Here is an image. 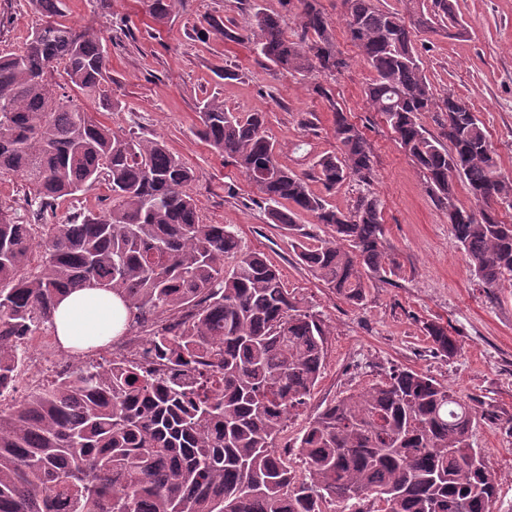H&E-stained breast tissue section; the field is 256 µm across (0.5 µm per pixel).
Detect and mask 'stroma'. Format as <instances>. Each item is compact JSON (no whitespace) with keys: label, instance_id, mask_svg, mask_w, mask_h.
Instances as JSON below:
<instances>
[{"label":"stroma","instance_id":"35a3bbf8","mask_svg":"<svg viewBox=\"0 0 512 512\" xmlns=\"http://www.w3.org/2000/svg\"><path fill=\"white\" fill-rule=\"evenodd\" d=\"M344 69L288 73L249 45L224 41L210 22L247 28L257 10L277 14L290 37L301 32L299 0H178L155 22L145 0H112V16L95 18L87 0H67L71 23L97 28L109 48L113 128L162 140L194 172L190 185L204 223L236 225L246 249L263 252L302 309L326 325L327 354L308 403L276 441L296 472L304 465L293 442L331 400L411 368L447 384L477 411L471 441L484 449L499 483L496 512H512V287L482 286L453 237L448 217L426 189L423 173L365 96L373 73L351 43L343 0H319ZM405 19L432 16L416 34L421 67L437 96L455 93L475 113L512 178V0H379ZM37 20L28 0H0V54L21 46ZM322 85L326 96L315 93ZM215 96L233 112H261L278 160L310 176L312 189L340 210L363 194L382 203L385 238L397 262L394 275L370 280L354 306L300 265L292 240L271 223L257 187L195 133L203 99ZM341 107L374 151L370 181L351 177L333 189L313 180V163L337 149L333 107ZM447 328L459 344L445 357L426 336L427 324Z\"/></svg>","mask_w":512,"mask_h":512}]
</instances>
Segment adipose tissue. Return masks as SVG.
Returning <instances> with one entry per match:
<instances>
[{
    "instance_id": "adipose-tissue-1",
    "label": "adipose tissue",
    "mask_w": 512,
    "mask_h": 512,
    "mask_svg": "<svg viewBox=\"0 0 512 512\" xmlns=\"http://www.w3.org/2000/svg\"><path fill=\"white\" fill-rule=\"evenodd\" d=\"M128 311L112 292L86 286L64 294L54 311V334L62 348L83 349L109 342L122 331Z\"/></svg>"
}]
</instances>
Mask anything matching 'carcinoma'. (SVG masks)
<instances>
[{"label":"carcinoma","mask_w":512,"mask_h":512,"mask_svg":"<svg viewBox=\"0 0 512 512\" xmlns=\"http://www.w3.org/2000/svg\"><path fill=\"white\" fill-rule=\"evenodd\" d=\"M179 0H149L157 22ZM301 37L260 10L248 42L295 72L347 66L317 0H300ZM348 4L350 40L374 73L366 96L448 210L450 229L488 288L512 282V180L487 135L457 96L439 99L420 66L412 30L373 0ZM37 22L22 46L0 55V175L28 187L32 220L0 200V512H495L497 474L471 442L474 408L409 368L331 400L294 447L297 477L274 441L306 404L324 367L323 321L302 310L265 255L245 251L232 224H205L188 192L194 173L156 138L110 127L109 53L92 27L66 19L65 0H29ZM64 78L73 95H58ZM340 153L321 155L317 179L333 189L367 178L373 153L335 107ZM422 112H444L436 137ZM197 135L231 161L272 204L268 214L295 237L301 264L359 306L367 280L395 272L380 200L330 207L308 178L282 165L261 112L224 101L199 106ZM104 184L111 206L44 224L57 201ZM463 186L479 209L459 203ZM330 227L332 239H301L298 216ZM94 285L123 298V336L145 337L140 359L87 355L19 401L4 394L26 366L30 341L53 327L57 298ZM426 332L440 353L458 350L448 329Z\"/></svg>","instance_id":"1"}]
</instances>
